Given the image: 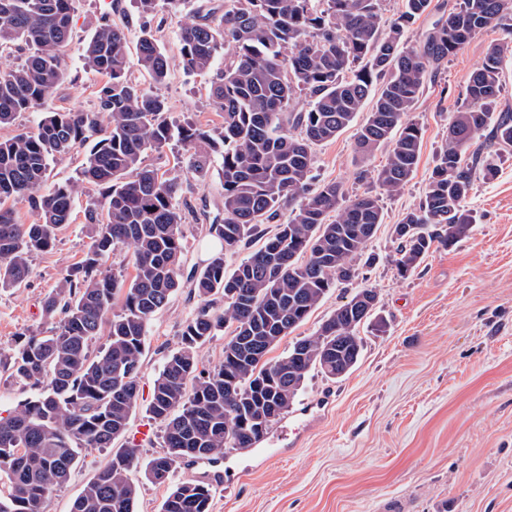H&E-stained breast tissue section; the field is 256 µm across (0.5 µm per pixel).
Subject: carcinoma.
Segmentation results:
<instances>
[{
  "mask_svg": "<svg viewBox=\"0 0 512 512\" xmlns=\"http://www.w3.org/2000/svg\"><path fill=\"white\" fill-rule=\"evenodd\" d=\"M381 0H224L180 26L184 69L206 73L215 59L231 57L209 87L224 122L214 135L194 123L174 126L168 103L131 79V67L164 84L170 60L143 30L131 59L123 26L99 27L84 46L87 66L106 77L93 111L47 109L34 132L0 141V288L22 285L30 258L52 249L70 223L79 187L98 188L85 212L92 244L43 303L57 321L50 334L22 333L12 348L11 376L32 395L0 417V477L9 486L0 512H44L47 496L70 478L84 448H110L126 431L139 395L147 328L181 287L180 184L144 164L172 140L187 149L206 143L221 154L224 223L210 233L224 243L192 280L201 306L181 333L179 348L154 381L148 406L163 425V454L145 474L166 483L178 462L212 458L224 449L249 448L267 435L290 407L314 367L329 376L351 370L360 357L362 323L355 309L361 288L286 356L265 360L271 348L334 288L347 283L343 268L366 255L370 229L383 223L378 196L348 201L340 185L311 188L312 147L350 127L368 100L371 111L357 131L362 162L383 144L386 163L376 183L401 192L413 178L422 146L421 125L408 118L430 70L448 62L477 34L499 27L505 38L489 46L471 73L464 102L452 113L418 206L394 225L397 274H412L434 245L451 248L475 221L463 202L475 181L497 173L495 156L512 148V116L496 114L503 60L512 55V0H461L417 46L406 33L432 0H405L404 10L380 31ZM73 0H0V55L23 47L24 64L0 69V126L17 113L47 103L64 78L61 56L73 41ZM308 108L288 112L294 96ZM108 115L101 127L99 114ZM300 129L294 136L288 126ZM489 131L493 149L476 144ZM98 141L73 182L44 187L50 162L88 139ZM24 199L37 215L17 222L9 199ZM291 209L271 235L261 225ZM262 245L228 272L225 256L254 240ZM132 250L135 275L124 285L101 271L118 245ZM121 312L112 313L116 295ZM234 326L224 360L199 369L197 349L226 324ZM107 331L104 347L93 343ZM136 450L125 448L100 469L74 500L72 512H135L138 488L130 472ZM211 489L171 486L162 512H209Z\"/></svg>",
  "mask_w": 512,
  "mask_h": 512,
  "instance_id": "cac0c4a2",
  "label": "carcinoma"
}]
</instances>
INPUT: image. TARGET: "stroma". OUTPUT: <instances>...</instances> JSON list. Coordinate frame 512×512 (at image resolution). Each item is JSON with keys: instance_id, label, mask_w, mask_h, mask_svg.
<instances>
[{"instance_id": "1", "label": "stroma", "mask_w": 512, "mask_h": 512, "mask_svg": "<svg viewBox=\"0 0 512 512\" xmlns=\"http://www.w3.org/2000/svg\"><path fill=\"white\" fill-rule=\"evenodd\" d=\"M224 0H186L171 10L165 0L142 15L135 0H74V40L65 50L66 78L52 105L61 111H91L101 75L84 63L82 46L108 23L126 25L130 39L150 28L171 61L168 81L158 92L171 119L220 130L223 119L208 96L210 74L185 71L179 61L178 31L196 12ZM489 28L440 67L417 100L411 119L423 128L419 162L401 193L382 196L384 221L368 246L376 257L351 283L330 291L310 316L283 337L269 360L285 356L296 340L315 334L336 307L360 288L378 294L372 321L356 333L362 350L355 367L333 379L311 370L293 404L253 448H229L220 468L222 485L212 486L210 512H512V151L501 152L498 172L476 180L464 203L476 222L453 248L435 247L409 277L393 264L392 228L420 201L436 153L448 134V120L463 99L471 72L490 44L501 39ZM356 127L313 149V185H341L347 199L381 194L354 154ZM205 172L185 164L172 143L145 159L182 186L184 269L202 270L221 249L209 232L224 217L219 155L206 146ZM98 192L85 187L75 196L72 221L52 250L34 254L28 280L0 288V360L8 359L19 333L50 328L42 301L81 261L92 239L86 209ZM200 307L190 288H180L151 320L139 379V398L128 429L109 448L82 450L69 481L53 491L45 512H70L86 483L112 459L114 450L136 447L140 468L135 512H160L169 488L150 482L142 466L162 454V426L147 412L152 387L181 331ZM146 439H139L142 428Z\"/></svg>"}]
</instances>
